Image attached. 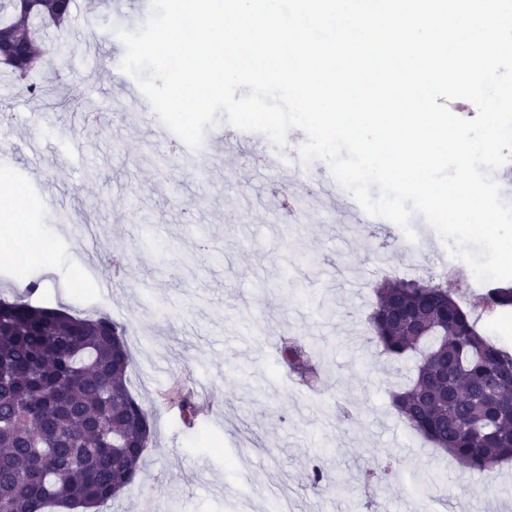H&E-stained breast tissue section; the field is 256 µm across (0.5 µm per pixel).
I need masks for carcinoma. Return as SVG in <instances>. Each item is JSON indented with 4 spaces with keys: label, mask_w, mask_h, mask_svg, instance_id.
<instances>
[{
    "label": "carcinoma",
    "mask_w": 512,
    "mask_h": 512,
    "mask_svg": "<svg viewBox=\"0 0 512 512\" xmlns=\"http://www.w3.org/2000/svg\"><path fill=\"white\" fill-rule=\"evenodd\" d=\"M74 0H0V69L24 82L49 33L65 30ZM367 323L394 359L419 355L392 405L435 447L478 474L512 460V355L483 335L447 288L383 282ZM483 307L512 313V285L494 284ZM125 330L107 315L81 317L0 298V512L99 509L134 485L139 423L150 413L129 389ZM282 363L303 382L317 377L309 345L280 340ZM192 422L191 391L166 395Z\"/></svg>",
    "instance_id": "obj_1"
}]
</instances>
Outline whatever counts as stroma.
<instances>
[{
  "mask_svg": "<svg viewBox=\"0 0 512 512\" xmlns=\"http://www.w3.org/2000/svg\"><path fill=\"white\" fill-rule=\"evenodd\" d=\"M141 2L77 0L91 29L68 33L70 49L49 51L30 77L76 106L0 98V143L14 148L0 176L21 189L24 222L48 248L23 272L0 265V297L26 291L33 305L126 325L129 387L151 414L139 480L103 512H277L283 500L290 512H512V462L475 474L395 411L390 392L411 364L383 354L366 323L376 285L403 277L447 282L510 353L512 317L483 308L468 265L451 273L436 261L435 231L416 246L397 225L366 230L331 203H296L265 168L262 136L213 125L222 160L207 182L176 157L159 162L158 117H141L114 76L115 30L137 29ZM90 110L94 128L79 121ZM33 138L44 142L36 164ZM58 206L72 239L58 234ZM101 276L117 279L111 295ZM283 336L312 346L318 384L289 374ZM178 380L198 403L191 426L163 398ZM388 459L390 478L365 484Z\"/></svg>",
  "mask_w": 512,
  "mask_h": 512,
  "instance_id": "35a3bbf8",
  "label": "stroma"
}]
</instances>
